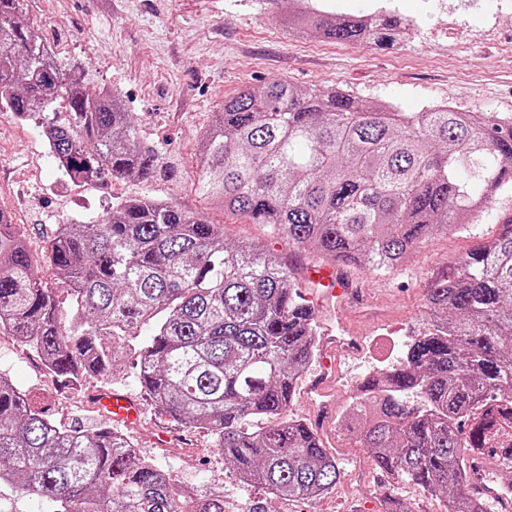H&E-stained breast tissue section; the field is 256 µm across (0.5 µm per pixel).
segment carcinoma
Segmentation results:
<instances>
[{"mask_svg": "<svg viewBox=\"0 0 512 512\" xmlns=\"http://www.w3.org/2000/svg\"><path fill=\"white\" fill-rule=\"evenodd\" d=\"M20 7L0 0V109L50 131L49 151L72 183L168 170L116 95L92 90L79 66L61 72ZM279 21L382 49L409 30L391 8L342 15L311 0ZM202 155L195 191L210 207L268 224L326 263L382 271L512 189V116L367 107L340 89L279 80L224 101ZM43 263L69 297L65 327L57 295L39 281ZM425 309L399 360L356 385L347 436L444 512H485L467 464L474 447L512 449V222L433 275ZM316 328L289 268L258 243L229 242L204 212L130 196L96 224L57 225L37 256L0 210V335L66 382L110 377L134 357L146 400L207 431L241 482L276 497L313 499L341 476L318 432L289 416L317 357ZM261 419L273 425L253 424ZM1 480L52 512H228L222 494L174 486L120 428L61 425L0 375Z\"/></svg>", "mask_w": 512, "mask_h": 512, "instance_id": "1", "label": "carcinoma"}]
</instances>
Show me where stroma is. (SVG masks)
<instances>
[{
	"label": "stroma",
	"mask_w": 512,
	"mask_h": 512,
	"mask_svg": "<svg viewBox=\"0 0 512 512\" xmlns=\"http://www.w3.org/2000/svg\"><path fill=\"white\" fill-rule=\"evenodd\" d=\"M350 13L381 6L413 21L414 35L387 49L342 44L277 25L273 0H23L22 18L55 47L62 70L86 69L93 88L123 100L141 138L175 168L149 181H100L77 187L58 172L35 121L0 119V209L27 234L33 253L58 224L97 223L113 201L134 195L168 198L207 210L228 240L253 241L291 267L314 307L319 333L353 339L357 353H329L331 368L313 363L295 393L291 414L318 427L340 466L335 488L320 499L282 500L240 484L202 429L174 426L143 400L133 360L110 379L71 388L47 372L40 358L0 335V373L57 422L92 429L107 422L97 398L118 392L140 400V422L126 427L141 455L152 458L181 487L223 491L230 512L261 503L265 512H386L385 496L409 512H440L436 497L393 482L375 469L366 449L340 441L339 416L357 383L398 360L409 334L425 318V287L434 273L496 236L512 216V191L493 196L472 224L423 241L388 271L340 265L359 295L331 304L309 278L316 258L296 254L265 224L207 209L192 184L200 168L199 141L213 113L248 87L286 80L301 90L339 88L373 106L402 112L446 103L463 112L512 115V0H340Z\"/></svg>",
	"instance_id": "1"
}]
</instances>
